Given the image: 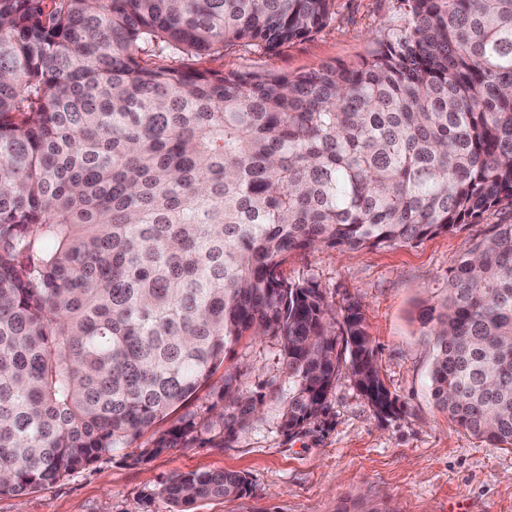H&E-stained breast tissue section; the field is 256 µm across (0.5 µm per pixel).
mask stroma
Returning <instances> with one entry per match:
<instances>
[{
    "instance_id": "obj_1",
    "label": "stroma",
    "mask_w": 512,
    "mask_h": 512,
    "mask_svg": "<svg viewBox=\"0 0 512 512\" xmlns=\"http://www.w3.org/2000/svg\"><path fill=\"white\" fill-rule=\"evenodd\" d=\"M405 12L403 0H334L326 26L306 38L270 53L241 42L201 65L297 74L355 64L404 25ZM497 224H512V205L416 245L318 247L285 265L288 277L314 278L333 309L361 303L380 373L403 404L401 414L376 413L343 370L328 394L326 423L301 434L280 430L281 394L270 389L261 414L227 447L200 440L128 465L127 454L148 443L144 435L126 452L54 486L0 496V512H171L159 493L168 478L224 469L247 476L248 495L202 500L194 512H512V450L474 437L435 407L428 390L433 338L419 319L424 306L439 302L459 258ZM273 352L270 339L245 336L227 349L224 365L245 364L266 379Z\"/></svg>"
}]
</instances>
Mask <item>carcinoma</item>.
<instances>
[{
  "instance_id": "cac0c4a2",
  "label": "carcinoma",
  "mask_w": 512,
  "mask_h": 512,
  "mask_svg": "<svg viewBox=\"0 0 512 512\" xmlns=\"http://www.w3.org/2000/svg\"><path fill=\"white\" fill-rule=\"evenodd\" d=\"M333 0H0V496L126 447L144 464L223 445L261 410L248 367L215 411L181 407L246 335L277 340L279 427L329 413L341 368L377 413L361 304L335 317L282 267L314 246L418 244L512 204V0H405L355 66L293 76L151 65L326 25ZM421 313L430 391L470 434L512 447V224L458 261ZM248 492L237 471L174 476L172 512Z\"/></svg>"
}]
</instances>
